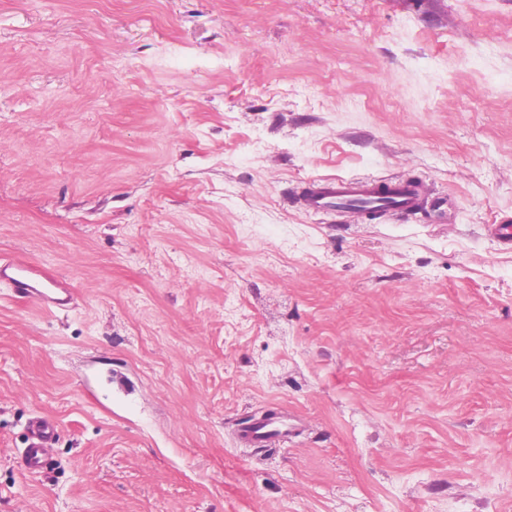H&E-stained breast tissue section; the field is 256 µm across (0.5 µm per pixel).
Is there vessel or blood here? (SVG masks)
<instances>
[{"instance_id": "obj_1", "label": "vessel or blood", "mask_w": 512, "mask_h": 512, "mask_svg": "<svg viewBox=\"0 0 512 512\" xmlns=\"http://www.w3.org/2000/svg\"><path fill=\"white\" fill-rule=\"evenodd\" d=\"M426 187L407 180H381L370 177H348L312 181L297 198L308 213L345 215L347 223H362L364 216L387 200V215L406 217L422 207ZM12 288L16 297L36 302L42 309H62L74 299L73 290L50 269L21 258L0 257V284ZM57 430L56 422L37 416L28 423L27 445L21 456L23 467L31 473L48 469L51 448ZM293 427L282 415H260L239 428L240 443L264 448L281 446L292 436Z\"/></svg>"}]
</instances>
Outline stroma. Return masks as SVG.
Wrapping results in <instances>:
<instances>
[{
    "instance_id": "stroma-1",
    "label": "stroma",
    "mask_w": 512,
    "mask_h": 512,
    "mask_svg": "<svg viewBox=\"0 0 512 512\" xmlns=\"http://www.w3.org/2000/svg\"><path fill=\"white\" fill-rule=\"evenodd\" d=\"M506 219L512 0H0V512H512ZM426 191L423 183L407 180L334 178L307 183L297 197V204L307 213L336 212L346 216V223L360 224L383 199L389 200L388 208L377 215H412L422 208ZM361 203L366 206H360ZM12 288L16 297L34 301L42 309H63L74 300L73 288L50 269L22 258L0 257V284ZM293 426L288 417L262 414L253 418L238 429V441L256 448L281 446L288 443L292 436ZM27 445L21 456L23 467L30 473L48 469L51 448L57 430L56 422L46 416H36L28 423Z\"/></svg>"
}]
</instances>
